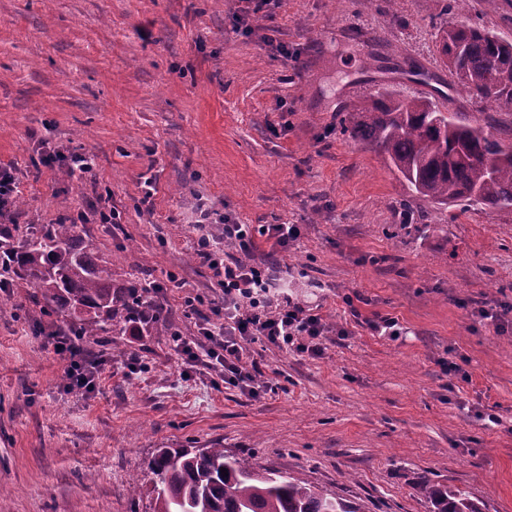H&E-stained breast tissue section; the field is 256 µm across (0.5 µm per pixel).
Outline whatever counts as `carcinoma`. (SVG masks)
Here are the masks:
<instances>
[{"instance_id":"1","label":"carcinoma","mask_w":512,"mask_h":512,"mask_svg":"<svg viewBox=\"0 0 512 512\" xmlns=\"http://www.w3.org/2000/svg\"><path fill=\"white\" fill-rule=\"evenodd\" d=\"M442 53L460 51L448 86L493 104L512 101V41L479 24L443 26ZM343 132L384 154L418 197L435 204L463 202L512 209V145L505 146L464 112H449L427 97L384 89L357 101ZM79 225L64 220L0 225L4 273L40 292L39 313L56 317L61 330L90 338L112 332L122 320L166 336L163 309L138 282L119 283L97 248L82 240ZM227 469L223 475L220 469ZM153 512H362L338 494L277 473L260 474L210 448H162L149 464ZM417 493L433 512H481L470 495L424 477Z\"/></svg>"}]
</instances>
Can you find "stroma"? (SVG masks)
<instances>
[{"label": "stroma", "instance_id": "1", "mask_svg": "<svg viewBox=\"0 0 512 512\" xmlns=\"http://www.w3.org/2000/svg\"><path fill=\"white\" fill-rule=\"evenodd\" d=\"M449 2L275 0L253 14L246 0H0V168L18 185L17 224L55 223L111 192L120 223L82 225L84 241L117 281L178 274L166 314L188 339L198 318L180 297H222L195 258L198 201L218 219L299 224L276 272L348 331L315 359L255 350L270 389L251 399L186 373L169 337L127 323L87 341L96 383L73 392L25 320L33 288H0L7 512H153L158 450L214 443L364 512H430L413 489L422 475L483 512H512V324L474 315L512 306V210L418 198L342 131L352 103L392 87L512 141V115L449 87L434 42L441 24L473 22L512 40V0L489 13L483 0ZM45 146L86 152L93 167L34 166ZM378 314L399 335L373 334L365 321Z\"/></svg>", "mask_w": 512, "mask_h": 512}]
</instances>
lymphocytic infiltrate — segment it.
<instances>
[{"instance_id":"1","label":"lymphocytic infiltrate","mask_w":512,"mask_h":512,"mask_svg":"<svg viewBox=\"0 0 512 512\" xmlns=\"http://www.w3.org/2000/svg\"><path fill=\"white\" fill-rule=\"evenodd\" d=\"M198 233L195 256L212 273L224 301L202 314L198 334L187 340L173 334L172 341L190 368H220L224 381L248 397L263 394L268 383L248 347L261 342L310 357L322 356L329 333L345 335V328H332L319 308L284 298L270 299V258L258 257L259 242L272 251H284L302 234L296 224H225L222 233L210 228L211 212L203 206L194 210ZM48 339L66 362L68 385L87 390L95 385L97 370L89 364L82 348L68 337L50 332Z\"/></svg>"}]
</instances>
